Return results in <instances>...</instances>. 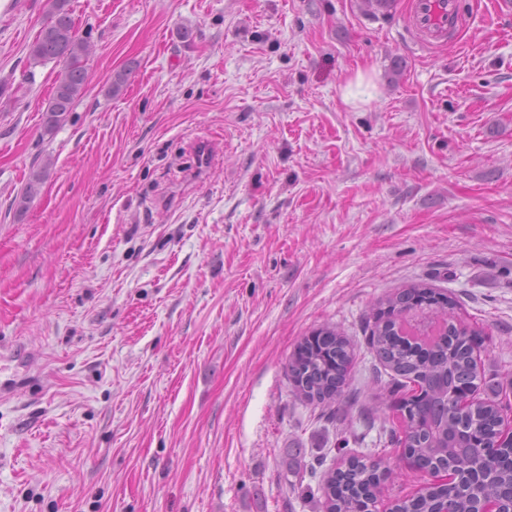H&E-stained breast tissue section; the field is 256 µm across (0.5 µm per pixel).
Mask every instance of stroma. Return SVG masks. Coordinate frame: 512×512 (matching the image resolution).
Returning <instances> with one entry per match:
<instances>
[{"mask_svg": "<svg viewBox=\"0 0 512 512\" xmlns=\"http://www.w3.org/2000/svg\"><path fill=\"white\" fill-rule=\"evenodd\" d=\"M459 5L423 50L408 0H69L89 78L47 136L48 2L0 0V512H324L352 456L399 471L383 506L429 483L373 308L429 283L512 374V13ZM326 325L359 405L291 392ZM50 163L51 159L47 158L42 166H38L30 173L27 182L21 189L17 202L18 208L23 209L27 203L39 193L40 187L43 184L46 176V169Z\"/></svg>", "mask_w": 512, "mask_h": 512, "instance_id": "obj_1", "label": "stroma"}]
</instances>
